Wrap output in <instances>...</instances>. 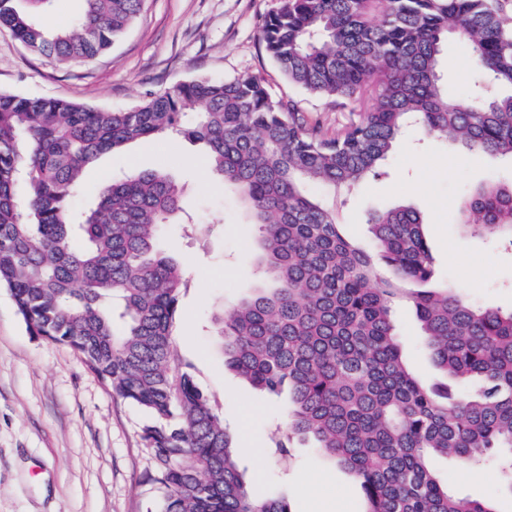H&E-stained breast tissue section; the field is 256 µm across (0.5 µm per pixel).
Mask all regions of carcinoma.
<instances>
[{
  "mask_svg": "<svg viewBox=\"0 0 512 512\" xmlns=\"http://www.w3.org/2000/svg\"><path fill=\"white\" fill-rule=\"evenodd\" d=\"M49 0H0V29L59 62L109 50L143 0H85L66 30L38 20ZM475 81L448 91L449 36ZM260 40L288 86L360 112L334 137L259 75L197 77L123 111L0 92V288L30 335L70 347L112 394L146 411L149 482L161 512H292L237 463L224 417L176 364L171 327L183 286L159 241L183 208L167 172L114 180L76 211L85 168L101 155L174 133L208 150L212 174L259 233L250 293L214 314L225 366L273 397L288 393L295 438L358 481L366 512H497L462 497L433 467L496 463L512 494V308L476 307L435 281L419 211L372 212L376 252L340 231L336 206L307 183L348 196L410 124L469 154L512 160V0H282ZM460 224L512 234V183L470 191ZM385 263L394 279L380 275ZM406 294L441 380L423 384L396 334Z\"/></svg>",
  "mask_w": 512,
  "mask_h": 512,
  "instance_id": "carcinoma-1",
  "label": "carcinoma"
}]
</instances>
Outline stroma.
Returning <instances> with one entry per match:
<instances>
[{
    "instance_id": "1",
    "label": "stroma",
    "mask_w": 512,
    "mask_h": 512,
    "mask_svg": "<svg viewBox=\"0 0 512 512\" xmlns=\"http://www.w3.org/2000/svg\"><path fill=\"white\" fill-rule=\"evenodd\" d=\"M281 0H144L124 36L88 63L61 64L0 30V91L54 96L115 111L130 108L199 76L258 74L272 92L293 96L327 133L357 117L352 106L289 90L260 41L265 18ZM165 169L184 186V204L203 234L167 228L163 242L181 261L185 286L172 327L179 363L190 365L198 388L215 400L227 430L246 441L239 466L284 494L292 512H363L352 476L294 441L287 457L269 449L273 426L286 422L287 401L242 383L224 366L212 317L249 285L250 246L257 228L231 190L209 172L199 148L161 137L101 156L86 172L82 196L96 199L107 179L131 171ZM512 179V165L457 150L407 130L379 177L365 181L336 210L343 232L364 250L373 240L370 212L406 202L417 208L435 267L467 302L512 307V241L464 231L462 192L491 178ZM406 361L427 384L438 379L415 313L395 305ZM149 417L112 395L69 347L31 336L10 293L0 288V512H160L164 489L147 482L151 460L142 440ZM448 487L494 501L512 512V494L491 468L451 460L437 463Z\"/></svg>"
}]
</instances>
